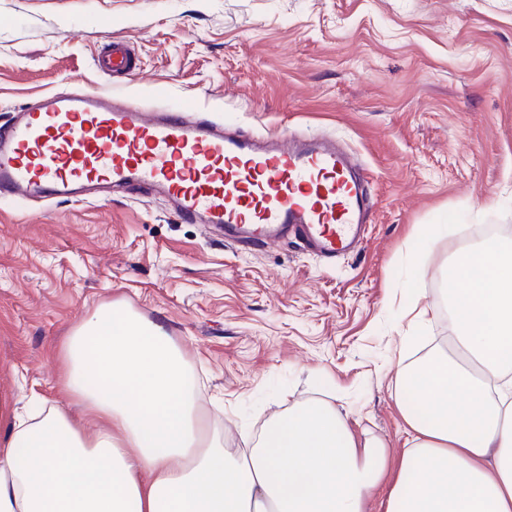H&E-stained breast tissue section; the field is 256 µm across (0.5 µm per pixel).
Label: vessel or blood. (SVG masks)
<instances>
[{
  "mask_svg": "<svg viewBox=\"0 0 512 512\" xmlns=\"http://www.w3.org/2000/svg\"><path fill=\"white\" fill-rule=\"evenodd\" d=\"M106 75L135 64L115 41ZM354 155L325 135L255 136L198 116L190 101L148 108L127 96L65 87L15 111L0 128V199L159 194L175 217L267 247L292 236L325 260L353 251L369 214Z\"/></svg>",
  "mask_w": 512,
  "mask_h": 512,
  "instance_id": "obj_1",
  "label": "vessel or blood"
}]
</instances>
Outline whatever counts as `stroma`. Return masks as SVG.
I'll return each mask as SVG.
<instances>
[{"label": "stroma", "mask_w": 512, "mask_h": 512, "mask_svg": "<svg viewBox=\"0 0 512 512\" xmlns=\"http://www.w3.org/2000/svg\"><path fill=\"white\" fill-rule=\"evenodd\" d=\"M114 39L137 63L117 81L93 65ZM67 85L334 137L373 207L361 249L328 264L293 239L226 242L158 195L0 202V438L30 401L61 402L66 339L120 302L167 329L227 453L314 401L360 441L407 447L392 369L451 351L443 299L463 246L424 231L512 228V0H0V125Z\"/></svg>", "instance_id": "obj_1"}]
</instances>
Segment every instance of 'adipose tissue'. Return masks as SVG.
Returning <instances> with one entry per match:
<instances>
[{"mask_svg":"<svg viewBox=\"0 0 512 512\" xmlns=\"http://www.w3.org/2000/svg\"><path fill=\"white\" fill-rule=\"evenodd\" d=\"M460 256L455 354L395 366L412 433L397 469L319 402L274 418L248 453H224L167 330L108 304L69 337L61 375L95 435L56 405L14 423L0 441V512H512V235Z\"/></svg>","mask_w":512,"mask_h":512,"instance_id":"ef3b65f1","label":"adipose tissue"}]
</instances>
